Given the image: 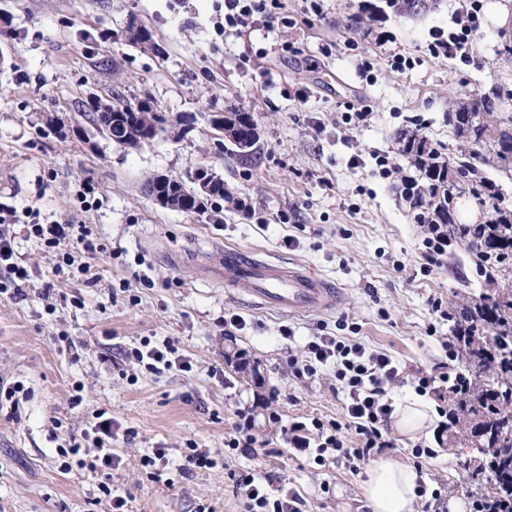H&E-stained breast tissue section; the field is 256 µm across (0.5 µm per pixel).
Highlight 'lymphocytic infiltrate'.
Masks as SVG:
<instances>
[{"instance_id":"lymphocytic-infiltrate-1","label":"lymphocytic infiltrate","mask_w":512,"mask_h":512,"mask_svg":"<svg viewBox=\"0 0 512 512\" xmlns=\"http://www.w3.org/2000/svg\"><path fill=\"white\" fill-rule=\"evenodd\" d=\"M480 27L476 10H467L449 31H434L428 45L433 57L468 59L474 47V37ZM16 222L14 211L0 210V294L18 289L27 280L28 271L17 262L15 252ZM27 235L41 240L45 247L56 251L63 266L75 265L76 256L105 253L106 245L94 238L85 224H31ZM79 265V264H76ZM81 273H88L89 264L79 265ZM127 361L144 368L146 372L176 369L188 372L192 364L171 343H152L141 339L128 348ZM292 374L299 379H314L331 374L336 388L345 398V421L324 420L318 417L310 422L284 424L277 412H270L268 421L278 427L281 439L298 454L320 467L344 462L351 471H360L373 452L390 447L383 431L392 418L394 408L388 397L390 385L411 381L418 395L436 393L438 385L448 383V372L418 370L406 374L390 354L367 348L350 336L324 333L312 337L300 357L289 362ZM133 438L132 430H120L118 423L104 418L91 425L84 433L96 449L88 467L90 470L114 469L120 459L112 452V443L118 436ZM236 493L243 499L244 512H302L303 498L293 490L274 488L268 478L251 468L228 472Z\"/></svg>"}]
</instances>
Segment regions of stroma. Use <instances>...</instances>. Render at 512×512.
Wrapping results in <instances>:
<instances>
[{"instance_id":"stroma-1","label":"stroma","mask_w":512,"mask_h":512,"mask_svg":"<svg viewBox=\"0 0 512 512\" xmlns=\"http://www.w3.org/2000/svg\"><path fill=\"white\" fill-rule=\"evenodd\" d=\"M274 27L221 33L224 0H0V206L15 211L16 250L30 278L21 295L0 294V379L24 386L17 416L0 412V512H109L100 486L127 500L128 512H242L228 469L255 468L274 486L300 493L307 512H369L364 473L344 463L316 470L292 454L266 421L263 395L274 392L283 421L344 420V396L331 376L294 377L288 360L321 331L357 333L409 369H429L451 310L483 279L476 254L454 241L447 257L424 264L423 234L402 193L415 171L400 156V132L456 153L445 113L474 87L512 93V31L482 22L468 61L437 59L431 33L447 29L469 0H423L417 12L385 11L356 31L347 24L375 0H324L308 17L305 0H280ZM148 28L159 53L130 45L129 22ZM411 65L391 69L394 55ZM368 73H360L362 62ZM371 112L345 123L350 88ZM150 99L167 131L137 147L96 131L80 109L90 98ZM236 107L251 114L257 142L238 155L210 124ZM62 116V131L47 116ZM397 168L379 175L377 157ZM220 175L235 203L184 213L146 196V178L166 174L195 189L201 170ZM86 224L107 245L90 276L56 271L57 259L32 222ZM228 249L264 257L333 281L344 299L328 314L293 317L250 307L245 286L214 277ZM148 274L150 285L137 283ZM237 314L244 329L225 332ZM292 328L295 338L279 335ZM167 340L192 372L133 371L121 357L140 338ZM249 366H240L237 353ZM223 370L212 377L211 367ZM81 404H73L74 393ZM252 406L258 442L227 466L185 472L189 443L224 458L237 408ZM133 430L113 441L118 469L61 470L56 450L80 438L96 415ZM388 456L411 463L416 444L436 450L423 477L440 487L436 512L468 501L462 462L468 448L437 444L433 431L411 436L389 427ZM169 450L161 478L140 457ZM332 492L323 495L322 483Z\"/></svg>"}]
</instances>
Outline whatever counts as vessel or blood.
Segmentation results:
<instances>
[{"label": "vessel or blood", "instance_id": "b4317fda", "mask_svg": "<svg viewBox=\"0 0 512 512\" xmlns=\"http://www.w3.org/2000/svg\"><path fill=\"white\" fill-rule=\"evenodd\" d=\"M218 276L228 283L248 284L252 303L259 308L328 313L339 300L337 289L302 267L238 250L225 251Z\"/></svg>", "mask_w": 512, "mask_h": 512}]
</instances>
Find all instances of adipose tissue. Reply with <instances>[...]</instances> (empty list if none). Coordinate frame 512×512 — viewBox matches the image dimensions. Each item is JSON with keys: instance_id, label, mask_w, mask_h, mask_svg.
<instances>
[{"instance_id": "obj_1", "label": "adipose tissue", "mask_w": 512, "mask_h": 512, "mask_svg": "<svg viewBox=\"0 0 512 512\" xmlns=\"http://www.w3.org/2000/svg\"><path fill=\"white\" fill-rule=\"evenodd\" d=\"M362 483L369 512H413L418 474L389 456L373 459Z\"/></svg>"}]
</instances>
